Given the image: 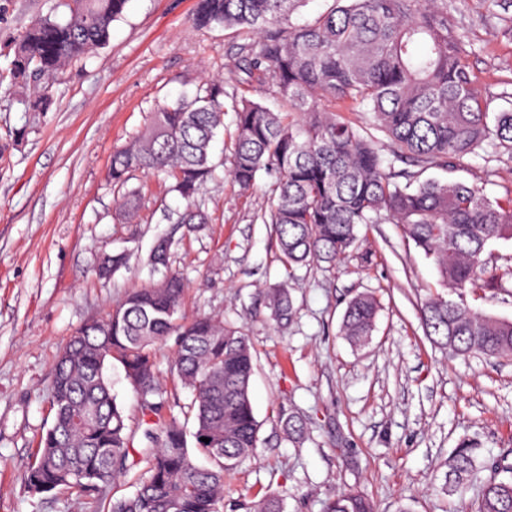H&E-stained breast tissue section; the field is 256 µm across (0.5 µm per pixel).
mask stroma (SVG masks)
Segmentation results:
<instances>
[{
	"mask_svg": "<svg viewBox=\"0 0 512 512\" xmlns=\"http://www.w3.org/2000/svg\"><path fill=\"white\" fill-rule=\"evenodd\" d=\"M195 3L130 0L109 44L60 74L51 111L27 112L10 75L14 41L57 0H0V512H93L75 494L29 495L23 476L51 422L57 356L80 325L160 279L145 259L163 235L187 282V313L243 327L256 351L259 445L225 477L224 512H242L256 496L281 499L285 512H323L345 490L363 493L377 512L407 502L415 512H460L478 489L462 499L442 493L445 463L465 437L486 456L512 448V358L453 357L430 341L420 309L438 275L400 225L362 226L359 252L290 275L260 219L272 183L264 173L246 191L228 177L209 183L213 222L197 233L170 223L180 199L139 173L131 184L142 191L140 220L120 219L106 178L113 151L157 104L225 77L237 51L231 32L187 25ZM448 17L489 114L511 111L512 6L448 0ZM424 175L500 198L512 190V152L487 143L462 166ZM122 251L128 265L100 285L101 258ZM281 283L296 314L278 324L262 298ZM365 291L381 310L370 343L357 349L339 326L348 300ZM291 412L305 427L297 443L281 423Z\"/></svg>",
	"mask_w": 512,
	"mask_h": 512,
	"instance_id": "1",
	"label": "stroma"
}]
</instances>
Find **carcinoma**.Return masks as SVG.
<instances>
[{
    "mask_svg": "<svg viewBox=\"0 0 512 512\" xmlns=\"http://www.w3.org/2000/svg\"><path fill=\"white\" fill-rule=\"evenodd\" d=\"M130 0H73L69 14L35 20L14 44L10 73L32 89L29 112H47L57 76L106 45ZM307 0H197L194 29L232 30L248 39L234 61L235 84L207 80L192 95L157 106L146 128L114 150L107 178L123 191L120 211L133 219L142 206L137 173L163 176L183 201L176 223L196 232L211 223L201 194L219 178L224 159L212 143L233 112L229 173L243 189L264 171L273 177L263 222L274 225L278 258L288 276L333 263L359 247V226L389 221L434 259L444 292L421 310L426 335L456 357L512 356V321L483 315L467 302L512 282V257L487 273L489 244L512 240V190L498 199L459 181L419 180L383 168L378 139L394 157L425 169L453 168L484 142L512 151V112L488 122L463 37L448 20V0H333L303 25L292 15ZM267 79L288 109L274 112L239 94ZM343 101L373 114L362 129L326 108ZM128 253L112 255L97 278L111 279ZM146 261L165 269L157 283L130 291L105 317L81 325L54 365L52 425L41 436L24 477L32 496L69 491L90 498L94 512H219L224 474L258 447L250 396L255 351L242 328L210 316H187L186 283L169 269V248L154 246ZM270 318L295 313L290 290L268 289ZM381 304L372 292L347 302L339 334L369 343ZM176 337L173 388L160 381L157 352ZM119 363L141 411L126 424L106 370ZM189 402L171 401L176 387ZM179 407L180 415L173 413ZM193 430H188V423ZM209 439L205 443L201 438ZM443 490L480 491L462 512H512L509 454L488 459L469 438L448 457ZM137 469L131 496H109L116 479ZM246 512H284L264 497ZM324 512H375L362 493L330 497Z\"/></svg>",
    "mask_w": 512,
    "mask_h": 512,
    "instance_id": "cac0c4a2",
    "label": "carcinoma"
}]
</instances>
